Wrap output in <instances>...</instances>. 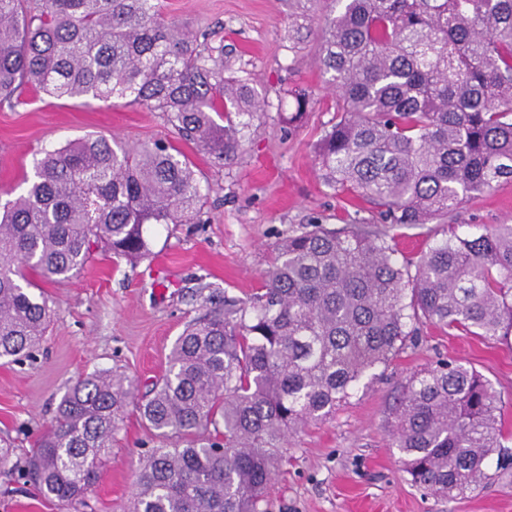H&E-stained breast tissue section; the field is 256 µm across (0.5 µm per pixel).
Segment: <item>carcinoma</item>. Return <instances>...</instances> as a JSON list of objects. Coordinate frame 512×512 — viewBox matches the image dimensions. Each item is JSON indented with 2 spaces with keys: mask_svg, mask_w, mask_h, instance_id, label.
<instances>
[{
  "mask_svg": "<svg viewBox=\"0 0 512 512\" xmlns=\"http://www.w3.org/2000/svg\"><path fill=\"white\" fill-rule=\"evenodd\" d=\"M318 65L336 122L314 144L319 178L371 205V223L288 232L260 291H213L136 408L173 441L140 465L133 512H263L289 434L336 412L417 326L512 342V224L452 234L399 260L392 231L432 224L512 181V0H334ZM155 0H0V104L27 94L124 102L164 113L224 165L266 112L249 79ZM24 194L0 203V359L42 343L52 318L32 276L66 281L98 250L136 262L147 228L204 223L189 159L162 141L87 135L45 148ZM134 387L84 376L23 464L41 498L85 512ZM501 396L461 363L413 376L392 447L411 481L453 498L512 461Z\"/></svg>",
  "mask_w": 512,
  "mask_h": 512,
  "instance_id": "carcinoma-1",
  "label": "carcinoma"
}]
</instances>
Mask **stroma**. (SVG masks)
<instances>
[{"label": "stroma", "mask_w": 512, "mask_h": 512, "mask_svg": "<svg viewBox=\"0 0 512 512\" xmlns=\"http://www.w3.org/2000/svg\"><path fill=\"white\" fill-rule=\"evenodd\" d=\"M159 3L166 17L223 47L225 73L251 78L269 109L246 129L243 151L221 167L180 139L163 113L139 106L46 96L23 107L0 105V190L22 193L42 148L88 134L168 141L211 187L208 222L154 228L152 258L133 265L100 252L76 277L45 285L54 315L42 344L32 358L0 363V439L10 441L18 461L79 377L114 369L146 393L209 291L236 298L257 292L274 244L290 229L315 217L335 228L374 217L369 204L326 187L315 170L312 144L335 116L333 91L317 64L327 0ZM298 89L314 101L294 122L291 93ZM496 224H512V182L471 199L447 223L397 230V247L411 257L450 233L480 234ZM448 359L490 380L501 396L502 427L512 434V346L427 323L333 416L291 434L265 512H512L511 468L489 467L484 486L436 497L412 485L391 446L394 412L409 378ZM166 445L128 407L86 512H127L140 459ZM0 512L64 510L38 498L17 473L0 469Z\"/></svg>", "instance_id": "35a3bbf8"}]
</instances>
